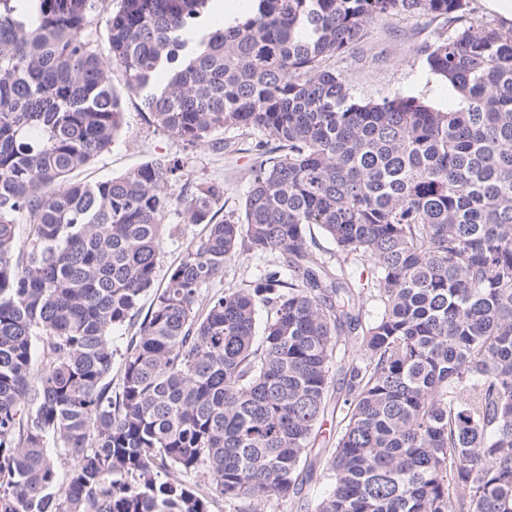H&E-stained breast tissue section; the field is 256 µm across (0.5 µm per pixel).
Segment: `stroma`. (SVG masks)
Here are the masks:
<instances>
[{
    "instance_id": "obj_1",
    "label": "stroma",
    "mask_w": 512,
    "mask_h": 512,
    "mask_svg": "<svg viewBox=\"0 0 512 512\" xmlns=\"http://www.w3.org/2000/svg\"><path fill=\"white\" fill-rule=\"evenodd\" d=\"M447 35L446 21L440 17L378 19L371 23L362 44L330 61L329 66L344 77L359 98L380 100L397 94L411 95L446 110L455 106L456 98L429 71L419 49L424 43ZM142 110L140 96L125 95L122 126L111 150L77 170L75 179L105 180L166 156L180 164L178 178L166 186L169 195H185L202 181L219 183L224 188L216 206L219 215L237 211L257 161L254 135L241 130L219 132L212 144L192 147L149 125Z\"/></svg>"
}]
</instances>
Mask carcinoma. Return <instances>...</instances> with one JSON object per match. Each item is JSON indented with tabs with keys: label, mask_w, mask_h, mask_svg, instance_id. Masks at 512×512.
<instances>
[{
	"label": "carcinoma",
	"mask_w": 512,
	"mask_h": 512,
	"mask_svg": "<svg viewBox=\"0 0 512 512\" xmlns=\"http://www.w3.org/2000/svg\"><path fill=\"white\" fill-rule=\"evenodd\" d=\"M209 2L0 0V512H257L318 468L315 512H512V32L456 26L470 0ZM416 13L448 19L420 53L457 108L326 66ZM112 66L172 137L258 135L237 215L167 194L164 156L71 181L121 125ZM177 208L205 232L157 288ZM239 257L256 279L200 307Z\"/></svg>",
	"instance_id": "1"
}]
</instances>
